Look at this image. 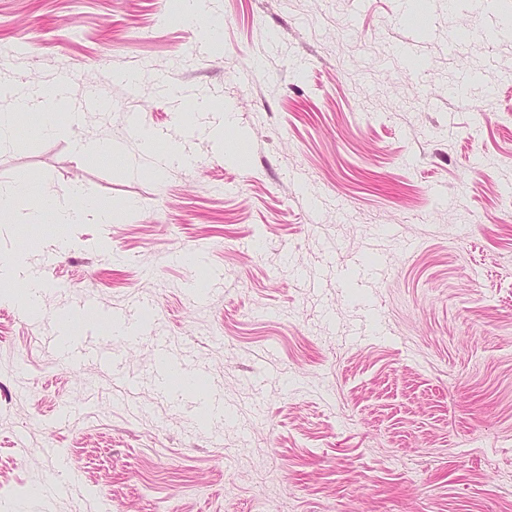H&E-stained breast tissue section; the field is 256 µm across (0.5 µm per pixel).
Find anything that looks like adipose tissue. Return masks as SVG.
Masks as SVG:
<instances>
[{"instance_id": "obj_1", "label": "adipose tissue", "mask_w": 512, "mask_h": 512, "mask_svg": "<svg viewBox=\"0 0 512 512\" xmlns=\"http://www.w3.org/2000/svg\"><path fill=\"white\" fill-rule=\"evenodd\" d=\"M5 93L18 101L19 111L0 114V149L14 145L16 127L26 123L39 134L61 133L57 122L60 112L70 107L68 99H56L41 95L32 88H6ZM51 219L56 224H85L88 222L107 223L112 219L110 207L84 196L82 187L74 186L61 194H50L31 207L28 221L32 224ZM0 290L15 291L18 301L30 310H37L39 285L31 277L22 274L18 259L12 253L0 250Z\"/></svg>"}]
</instances>
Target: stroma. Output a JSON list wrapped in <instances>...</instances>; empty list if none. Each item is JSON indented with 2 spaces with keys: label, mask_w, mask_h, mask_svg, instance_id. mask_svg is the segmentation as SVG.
I'll list each match as a JSON object with an SVG mask.
<instances>
[{
  "label": "stroma",
  "mask_w": 512,
  "mask_h": 512,
  "mask_svg": "<svg viewBox=\"0 0 512 512\" xmlns=\"http://www.w3.org/2000/svg\"><path fill=\"white\" fill-rule=\"evenodd\" d=\"M173 2L0 0V84L65 76L74 107L19 128L0 184L116 215L0 226L44 286L35 319L0 298V512H512V0H212L218 52ZM133 113L194 163L145 171ZM143 298L152 336L113 335ZM166 371L168 378L184 384L189 391L193 390L195 384L207 377V372L201 367L186 371L175 365H167Z\"/></svg>",
  "instance_id": "stroma-1"
}]
</instances>
